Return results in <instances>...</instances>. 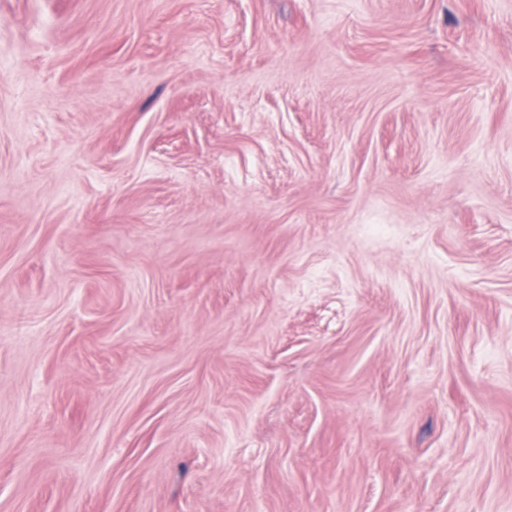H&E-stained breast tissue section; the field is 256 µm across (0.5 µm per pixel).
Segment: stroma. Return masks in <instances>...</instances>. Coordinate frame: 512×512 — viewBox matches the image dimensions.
Returning <instances> with one entry per match:
<instances>
[{
	"label": "stroma",
	"mask_w": 512,
	"mask_h": 512,
	"mask_svg": "<svg viewBox=\"0 0 512 512\" xmlns=\"http://www.w3.org/2000/svg\"><path fill=\"white\" fill-rule=\"evenodd\" d=\"M0 512H512V0H0Z\"/></svg>",
	"instance_id": "35a3bbf8"
}]
</instances>
